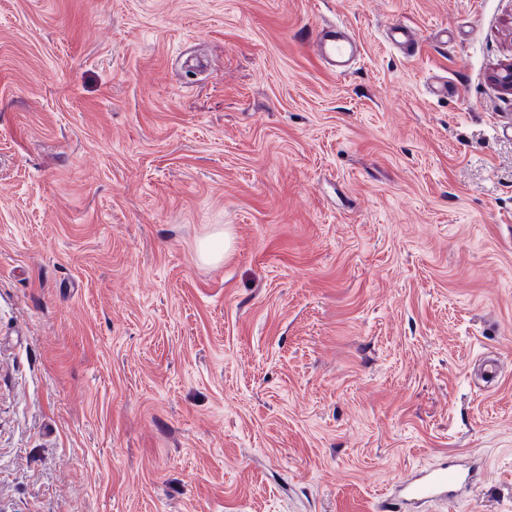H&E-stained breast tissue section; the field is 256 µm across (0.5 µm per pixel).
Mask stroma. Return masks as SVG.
Masks as SVG:
<instances>
[{
	"label": "stroma",
	"mask_w": 512,
	"mask_h": 512,
	"mask_svg": "<svg viewBox=\"0 0 512 512\" xmlns=\"http://www.w3.org/2000/svg\"><path fill=\"white\" fill-rule=\"evenodd\" d=\"M511 61L512 0H0V512H377L445 455L419 512H512ZM315 42L321 59L336 75L350 69L360 53L359 45L340 22L319 30ZM388 41L408 54L410 57L418 51V41L414 39L409 29L404 24H396L389 28L387 33ZM467 481V475L454 462L413 474L401 481L394 494L381 504V511L403 512L411 505L435 500L451 502L459 486Z\"/></svg>",
	"instance_id": "35a3bbf8"
}]
</instances>
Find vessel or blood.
Segmentation results:
<instances>
[{"instance_id": "vessel-or-blood-1", "label": "vessel or blood", "mask_w": 512, "mask_h": 512, "mask_svg": "<svg viewBox=\"0 0 512 512\" xmlns=\"http://www.w3.org/2000/svg\"><path fill=\"white\" fill-rule=\"evenodd\" d=\"M388 41L408 55H416L418 42L402 24L390 27ZM315 42L321 59L336 74H344L354 64L360 49L343 24L318 31ZM467 476L457 464L446 462L413 474L401 481L394 494L381 504L383 512H408L410 506L435 500L452 499Z\"/></svg>"}]
</instances>
